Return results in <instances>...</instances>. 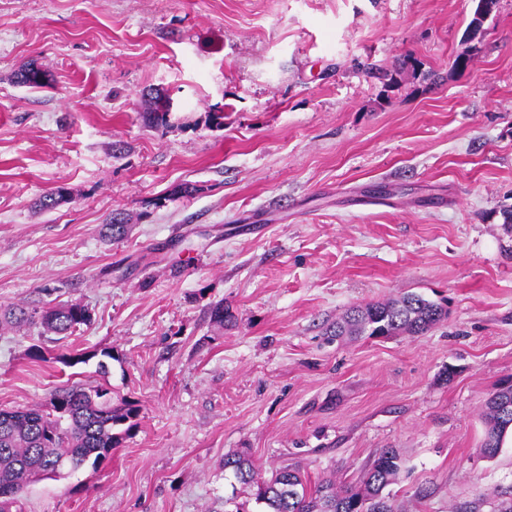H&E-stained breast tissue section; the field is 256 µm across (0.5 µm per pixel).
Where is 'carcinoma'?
<instances>
[{
	"instance_id": "obj_1",
	"label": "carcinoma",
	"mask_w": 512,
	"mask_h": 512,
	"mask_svg": "<svg viewBox=\"0 0 512 512\" xmlns=\"http://www.w3.org/2000/svg\"><path fill=\"white\" fill-rule=\"evenodd\" d=\"M16 83L40 89L46 75H37L32 63L19 66ZM149 124H167L169 99L156 91L143 100ZM112 239L127 232V218L114 213L106 222ZM447 310L417 293H405L386 302L368 303L349 310L330 335L386 338L419 336L439 324ZM90 321L89 309L79 303L64 305H14L0 311V325L38 324L62 339L73 335ZM109 388L75 384L50 394L44 404L0 410V512H21V497L33 483L52 476L70 475L86 464L98 466L112 456L121 436L115 428L127 425L138 415L129 404L112 406ZM510 408L505 412L504 408ZM512 426V385L504 382L486 401L482 448L493 456L500 449L504 432ZM405 468V458L395 448H382L353 488L336 489L330 484L308 487L300 469L284 466L267 481H260L244 453L224 457V469L249 489L255 503L265 512H395L388 487Z\"/></svg>"
}]
</instances>
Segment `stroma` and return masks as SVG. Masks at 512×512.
Listing matches in <instances>:
<instances>
[{
    "label": "stroma",
    "mask_w": 512,
    "mask_h": 512,
    "mask_svg": "<svg viewBox=\"0 0 512 512\" xmlns=\"http://www.w3.org/2000/svg\"><path fill=\"white\" fill-rule=\"evenodd\" d=\"M472 11L0 0V306L92 315L62 341L0 330V408L104 383L139 409L110 459L32 484L24 512H224L242 491L225 455L353 486L382 448L406 459L396 512H493L512 487V445L482 449L484 403L512 377V0L470 42ZM404 60L400 88L373 77ZM30 61L45 88L16 84ZM152 88L173 101L163 128L141 106ZM115 212L130 229L114 242ZM406 292L447 319L327 340L348 308ZM219 301L235 326L210 322ZM104 348V377L59 361Z\"/></svg>",
    "instance_id": "35a3bbf8"
}]
</instances>
